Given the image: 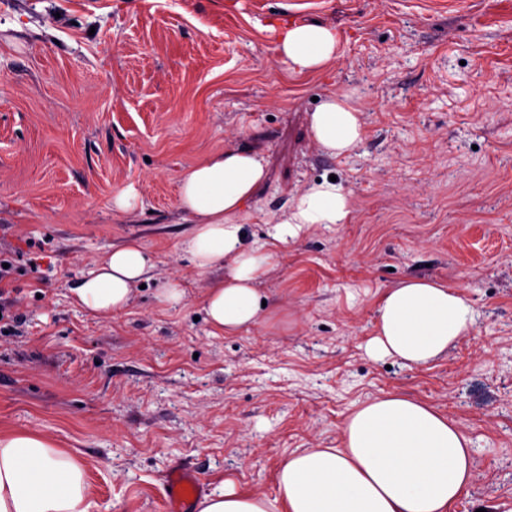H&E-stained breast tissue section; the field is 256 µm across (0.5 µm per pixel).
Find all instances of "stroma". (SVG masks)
<instances>
[{"label": "stroma", "instance_id": "obj_1", "mask_svg": "<svg viewBox=\"0 0 512 512\" xmlns=\"http://www.w3.org/2000/svg\"><path fill=\"white\" fill-rule=\"evenodd\" d=\"M338 37L322 70L288 71L286 25ZM351 94L364 137L333 157L315 101ZM231 144L264 160L268 313L233 335L204 318L181 249V172ZM336 176L341 224L273 236L290 199ZM138 192L128 215L114 195ZM138 240L160 260L103 319L80 280ZM0 250L25 322L0 336V432L77 457L94 512H164L170 470L204 494L277 496L289 454L333 448L347 414L389 391L471 441L475 479L449 512H512V0H0ZM459 289L466 336L425 367L376 353L377 307L407 277ZM180 281L183 300L158 292Z\"/></svg>", "mask_w": 512, "mask_h": 512}]
</instances>
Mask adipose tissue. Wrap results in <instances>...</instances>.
<instances>
[{
	"mask_svg": "<svg viewBox=\"0 0 512 512\" xmlns=\"http://www.w3.org/2000/svg\"><path fill=\"white\" fill-rule=\"evenodd\" d=\"M335 29L317 23L282 30L276 58L297 73L326 67L336 57ZM362 112L348 94L329 93L312 112L313 141L331 156L363 140ZM266 178L257 154L225 147L180 175L178 209L192 229L185 242L200 271L224 268L206 291L205 311L216 334L254 324L263 298L255 283L272 256L247 246L244 226L264 219L254 200ZM351 199L339 182L312 183L294 197L280 233L313 224H340ZM156 267L135 240L112 250L81 280L77 302L102 318L122 310L134 286ZM474 309L448 284L409 277L387 289L377 308L379 350L408 366L434 361L473 323ZM470 441L434 407L396 391L357 405L340 444L286 457L277 472L276 499L241 495L233 487L208 495L199 512H448L472 483ZM80 462L38 433H0V512H91Z\"/></svg>",
	"mask_w": 512,
	"mask_h": 512,
	"instance_id": "ef3b65f1",
	"label": "adipose tissue"
}]
</instances>
